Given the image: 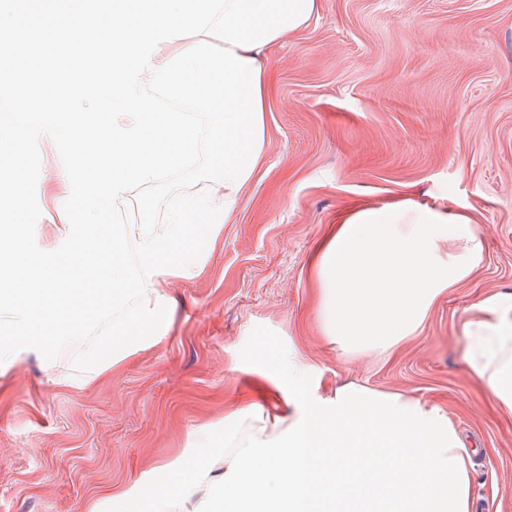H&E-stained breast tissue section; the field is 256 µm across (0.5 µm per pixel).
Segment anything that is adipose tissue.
Wrapping results in <instances>:
<instances>
[{
  "instance_id": "1",
  "label": "adipose tissue",
  "mask_w": 512,
  "mask_h": 512,
  "mask_svg": "<svg viewBox=\"0 0 512 512\" xmlns=\"http://www.w3.org/2000/svg\"><path fill=\"white\" fill-rule=\"evenodd\" d=\"M484 259L472 215L410 199L351 209L331 225L309 265L325 336L345 353L388 356L435 301ZM464 363L494 406L512 415V292L472 305ZM286 376L288 426L236 442L245 417L224 420V464L212 512H470L471 452L448 414L420 398L349 382L322 394L317 370L255 353ZM209 431L169 461L166 485L141 481L109 495L111 512H176L209 479Z\"/></svg>"
}]
</instances>
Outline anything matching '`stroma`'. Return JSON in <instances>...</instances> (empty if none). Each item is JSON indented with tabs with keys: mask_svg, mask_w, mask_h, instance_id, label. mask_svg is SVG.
<instances>
[{
	"mask_svg": "<svg viewBox=\"0 0 512 512\" xmlns=\"http://www.w3.org/2000/svg\"><path fill=\"white\" fill-rule=\"evenodd\" d=\"M261 184L203 255L199 275H160L174 314L94 379L24 349L0 365V512H88L150 476L208 427L224 478L226 416L252 407L248 439L284 407L253 354L424 399L473 448L471 495L512 512V416L464 368L465 311L512 292V0H319L265 53ZM411 198L464 209L485 259L385 359L347 357L324 336L308 256L353 207Z\"/></svg>",
	"mask_w": 512,
	"mask_h": 512,
	"instance_id": "35a3bbf8",
	"label": "stroma"
}]
</instances>
